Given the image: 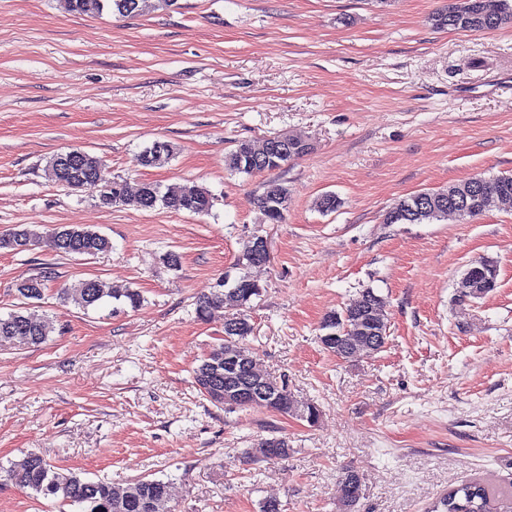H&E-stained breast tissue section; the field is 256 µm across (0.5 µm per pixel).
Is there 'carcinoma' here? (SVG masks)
Instances as JSON below:
<instances>
[{
	"instance_id": "1",
	"label": "carcinoma",
	"mask_w": 512,
	"mask_h": 512,
	"mask_svg": "<svg viewBox=\"0 0 512 512\" xmlns=\"http://www.w3.org/2000/svg\"><path fill=\"white\" fill-rule=\"evenodd\" d=\"M66 9L79 15L101 16L105 13L119 17H130L140 13L146 3L155 9L167 10L177 0H64ZM512 19V0H453L448 7L436 13L433 21L436 27L463 31H491ZM265 142L241 140L235 149L224 156V167L234 173L260 174L281 169L288 162L306 154V150H292L279 156L267 165L253 166L251 158L262 152ZM82 153L80 166L64 171L60 168L59 155L50 158L45 173L57 185L70 190L85 186L99 188L98 205L110 208L116 205H132L140 210L153 211L157 208L170 212L206 214L214 205V197L208 189L193 184L171 185L165 189L154 182H144L135 194L128 193L126 182L111 177L103 161L96 155L77 148ZM451 188L466 193L477 188L484 194L497 196L512 195V174L476 176ZM424 191L397 201L385 214L388 224H424L437 221L448 214V207H432L419 201L429 196ZM288 188L275 181L269 182L265 191L254 197L253 203L264 213L271 224H280L288 210ZM52 243L61 253L94 257L112 248L110 240L90 226H60L51 233ZM40 233L24 224L0 234V251L22 252L36 245ZM483 275L488 281L482 295L494 291L498 286L496 261L482 259ZM49 277L32 275L15 283L14 292L22 304L40 301L44 298ZM250 279L243 275L233 290L241 308L250 306L252 298L259 291L248 292ZM227 291L217 287L202 294L197 301L196 314L204 319L217 308L224 307ZM112 293L98 279H84L60 288V299L73 302L82 308L96 307ZM383 299L374 290L367 288L351 299L340 311L325 317L323 329L337 333V342L326 343L324 347L338 359H347L356 352L375 354L381 351L378 339L386 334L387 325L382 313ZM54 320L48 316L38 317L26 313L23 308L0 316V342L14 340L22 346H39L55 332ZM253 331L247 314L224 320V342L217 345L194 370V381L200 394L215 405H224V350L227 344H242ZM7 480L30 491L33 495L53 496L76 512H147L124 501L126 490L115 489L105 480L93 481L81 473L52 465L42 454L30 453L12 463L5 470ZM341 512H353L364 496L365 485L360 474L347 469L340 476ZM166 482L160 479H138L131 483L143 503L159 496ZM503 502L483 484L472 481L448 491L436 507L438 512H498Z\"/></svg>"
}]
</instances>
